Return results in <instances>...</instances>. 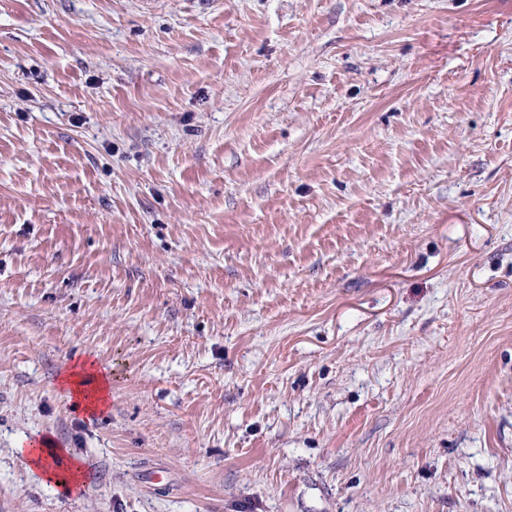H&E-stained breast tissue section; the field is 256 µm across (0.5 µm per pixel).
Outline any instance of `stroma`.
<instances>
[{
  "mask_svg": "<svg viewBox=\"0 0 512 512\" xmlns=\"http://www.w3.org/2000/svg\"><path fill=\"white\" fill-rule=\"evenodd\" d=\"M0 512H512V0H0ZM59 384L69 399L75 400V406H82L89 415H95L109 398L112 371L100 368L86 357L67 368L59 377ZM36 442L37 446L32 441L31 448H20L28 469L40 482H51L55 489L70 493L83 476L81 462L47 437Z\"/></svg>",
  "mask_w": 512,
  "mask_h": 512,
  "instance_id": "stroma-1",
  "label": "stroma"
}]
</instances>
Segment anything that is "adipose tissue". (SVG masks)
Wrapping results in <instances>:
<instances>
[{"label": "adipose tissue", "instance_id": "obj_1", "mask_svg": "<svg viewBox=\"0 0 512 512\" xmlns=\"http://www.w3.org/2000/svg\"><path fill=\"white\" fill-rule=\"evenodd\" d=\"M59 384L69 399L93 415L107 403L112 373L86 358L67 368L60 376ZM23 455L35 478L43 483H52L57 490L71 492L83 476L80 461L49 438H42L36 445L24 449Z\"/></svg>", "mask_w": 512, "mask_h": 512}]
</instances>
